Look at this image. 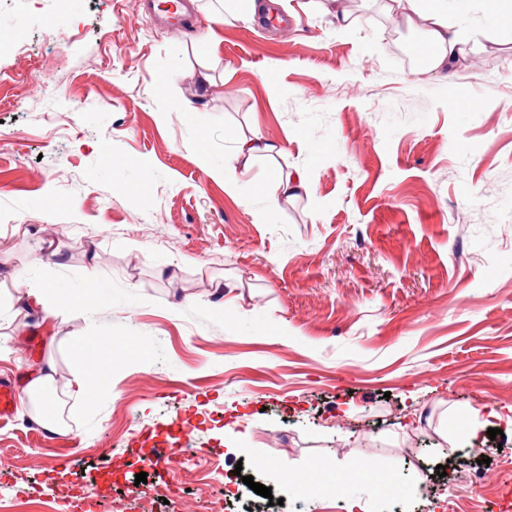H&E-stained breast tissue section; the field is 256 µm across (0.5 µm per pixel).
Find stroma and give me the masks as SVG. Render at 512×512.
Returning a JSON list of instances; mask_svg holds the SVG:
<instances>
[{"label":"stroma","instance_id":"1","mask_svg":"<svg viewBox=\"0 0 512 512\" xmlns=\"http://www.w3.org/2000/svg\"><path fill=\"white\" fill-rule=\"evenodd\" d=\"M337 6L344 34L321 6L282 32L220 0L176 32L141 0H0V380L54 359L68 426L23 398L0 427L17 512H139L163 480L184 512H490L512 490V30L472 0L466 57L418 75L407 0ZM255 134L282 153L226 192L199 155ZM299 170L309 194L268 207L260 187ZM92 266L93 311L10 310L24 281L82 290ZM87 336L116 361L86 405ZM358 460L393 497L282 493ZM111 344L109 339L100 336H88L72 346V350L80 362V374L76 379V395H80L83 401L93 400L99 396L103 375L101 365L112 360ZM88 351L95 353L98 364L83 363L84 356Z\"/></svg>","mask_w":512,"mask_h":512}]
</instances>
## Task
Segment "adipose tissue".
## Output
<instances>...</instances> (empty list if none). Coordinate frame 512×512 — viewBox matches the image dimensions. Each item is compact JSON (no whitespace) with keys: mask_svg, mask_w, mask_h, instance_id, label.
<instances>
[{"mask_svg":"<svg viewBox=\"0 0 512 512\" xmlns=\"http://www.w3.org/2000/svg\"><path fill=\"white\" fill-rule=\"evenodd\" d=\"M414 11L422 14L427 23L424 44L430 50L427 71L451 67L452 63L464 53L465 40L461 31L451 22V14L464 15L470 10V0H409ZM272 145L262 142L261 138H242L237 140L232 153L225 155L223 162H213L208 154H201L200 161L208 166L213 179L223 181L228 192H235L238 183L236 170L239 163L272 156ZM20 307H35L41 322L52 321L68 310H86L90 302L81 292H61L48 281L30 284L15 300ZM73 350L80 358V374L77 378V395L82 400H92L100 393L102 369L104 363L112 359V346L109 339L90 336L74 344ZM55 367L46 364L39 370L29 372L24 394L34 403V418L47 432L61 434L67 425L61 415L50 411V394L54 388Z\"/></svg>","mask_w":512,"mask_h":512,"instance_id":"1","label":"adipose tissue"}]
</instances>
